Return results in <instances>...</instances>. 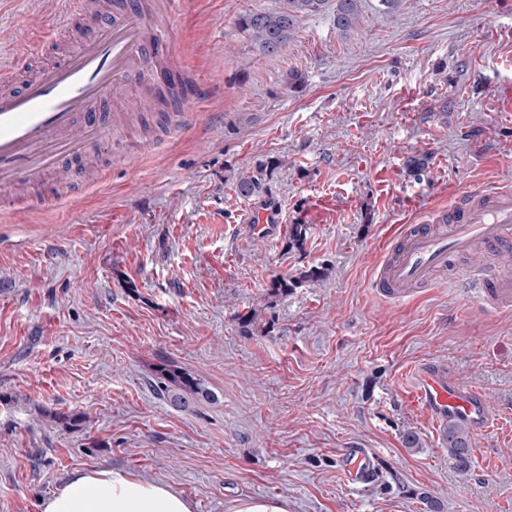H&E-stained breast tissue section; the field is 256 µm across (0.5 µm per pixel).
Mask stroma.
Returning <instances> with one entry per match:
<instances>
[{
    "instance_id": "stroma-1",
    "label": "stroma",
    "mask_w": 512,
    "mask_h": 512,
    "mask_svg": "<svg viewBox=\"0 0 512 512\" xmlns=\"http://www.w3.org/2000/svg\"><path fill=\"white\" fill-rule=\"evenodd\" d=\"M278 0H182L173 62L200 93L188 130L133 124L146 150L93 151L54 204L0 206V512H40L79 471L171 486L194 512L281 499L288 512H512V315L473 312L454 287L384 302L373 279L393 226L487 185L512 186V0H362L342 35L304 18L257 53L240 16ZM62 0H0V64L45 30L70 39ZM305 83L291 89L288 71ZM281 167L249 200L238 179ZM275 203L274 236L243 223ZM308 227L303 249L288 227ZM322 281L285 295L276 276ZM257 314L248 328L245 317ZM175 362L212 399L155 390ZM432 361L481 389L495 422L454 469L404 375ZM68 415L70 423L59 420ZM416 432L421 446L405 448ZM376 479L346 484L344 449ZM323 276V272L318 268H310L302 271L298 276L288 277L280 276L271 281V293H288L291 288L301 286L305 282L318 281Z\"/></svg>"
}]
</instances>
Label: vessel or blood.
Masks as SVG:
<instances>
[{
    "mask_svg": "<svg viewBox=\"0 0 512 512\" xmlns=\"http://www.w3.org/2000/svg\"><path fill=\"white\" fill-rule=\"evenodd\" d=\"M99 20L82 27L72 45L36 74L28 53L0 73V202L13 200L22 185H37L64 173L87 149L121 134L126 114L121 101L161 89L183 103L195 90L179 79L163 54L169 31L152 17L151 0H101ZM391 247L373 281L378 297L413 299L431 287L453 258L484 248L512 253V189L491 186L471 193L421 224H406L392 235ZM476 312L512 310V279L494 267L463 272ZM409 396L432 421L457 417L486 429L492 417L483 394L460 383L445 366L421 363L410 372ZM339 464L350 484L376 477L366 449L349 448Z\"/></svg>",
    "mask_w": 512,
    "mask_h": 512,
    "instance_id": "b4317fda",
    "label": "vessel or blood"
}]
</instances>
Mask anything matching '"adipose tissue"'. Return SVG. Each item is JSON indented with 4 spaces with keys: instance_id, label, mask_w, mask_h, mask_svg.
<instances>
[{
    "instance_id": "adipose-tissue-1",
    "label": "adipose tissue",
    "mask_w": 512,
    "mask_h": 512,
    "mask_svg": "<svg viewBox=\"0 0 512 512\" xmlns=\"http://www.w3.org/2000/svg\"><path fill=\"white\" fill-rule=\"evenodd\" d=\"M41 512H193L170 486L118 470L79 472L43 500Z\"/></svg>"
}]
</instances>
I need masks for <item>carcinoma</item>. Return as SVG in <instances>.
<instances>
[{
    "label": "carcinoma",
    "instance_id": "1",
    "mask_svg": "<svg viewBox=\"0 0 512 512\" xmlns=\"http://www.w3.org/2000/svg\"><path fill=\"white\" fill-rule=\"evenodd\" d=\"M334 13L336 30L347 34L359 21V0H282L280 8L269 12H249L239 19L240 28L247 32L255 50L262 54H277L288 46L302 17L322 13ZM281 161L269 158L258 164L256 173L239 180L236 190L241 198L252 197L260 188L261 181L273 175ZM307 225L292 224L288 228V246L301 248L306 240ZM323 272L313 267L294 277L280 276L271 281L272 292L286 293L305 282L321 279ZM159 390L175 407H185L190 399L208 396V392L195 378L179 367L166 364L159 368ZM444 447L448 459L461 472L469 469V430L457 423H448L444 431Z\"/></svg>",
    "mask_w": 512,
    "mask_h": 512
}]
</instances>
